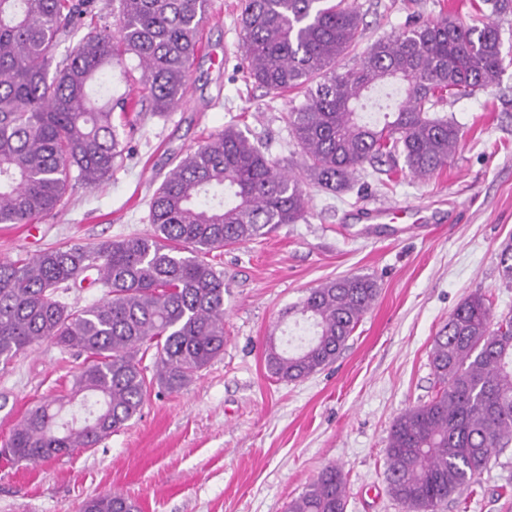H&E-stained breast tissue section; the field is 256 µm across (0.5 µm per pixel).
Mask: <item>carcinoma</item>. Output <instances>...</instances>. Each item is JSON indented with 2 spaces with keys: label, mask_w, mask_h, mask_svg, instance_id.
Returning <instances> with one entry per match:
<instances>
[{
  "label": "carcinoma",
  "mask_w": 512,
  "mask_h": 512,
  "mask_svg": "<svg viewBox=\"0 0 512 512\" xmlns=\"http://www.w3.org/2000/svg\"><path fill=\"white\" fill-rule=\"evenodd\" d=\"M210 0H0V224H31L92 188L130 153L128 99L163 114L182 103ZM241 67L266 92L294 91L287 112L306 177L282 170L234 126L183 156L149 202L151 230L95 246H60L0 261V361L50 342L86 355L69 393L47 398L13 428L10 458L38 462L95 448L141 411L152 391L178 393L224 353V273L201 256L296 224L308 183L337 192L370 167L428 181L462 135L438 108L488 89L503 65L497 25L480 16L414 21L340 62L359 44L347 0H242ZM88 29L80 34L82 29ZM77 40L63 56L61 45ZM512 285V244L496 256ZM100 301L72 309L61 290L85 281ZM379 293L366 274L328 280L293 312L310 335L286 350L270 337L269 374L308 377L336 361ZM152 355L153 366L143 364ZM438 389L393 422L387 490L407 512H438L512 444V316L490 299L463 300L433 337ZM80 512H138L121 493ZM287 512H346V484L331 465Z\"/></svg>",
  "instance_id": "carcinoma-1"
}]
</instances>
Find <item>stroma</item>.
<instances>
[{
	"label": "stroma",
	"mask_w": 512,
	"mask_h": 512,
	"mask_svg": "<svg viewBox=\"0 0 512 512\" xmlns=\"http://www.w3.org/2000/svg\"><path fill=\"white\" fill-rule=\"evenodd\" d=\"M349 2L367 45L414 18H466L471 0ZM240 4L210 0L184 102L161 116L142 113L130 156L96 187L70 190L61 211L37 221L36 234L0 224V261L146 233L161 181L228 125L303 172L284 119L289 96L267 95L238 67ZM494 21L503 68L493 88L445 105L462 134L446 169L427 182L357 176L341 192H313L307 220L210 253L227 287L223 355L179 393L151 396L97 447L37 463L0 456V512H78L86 499L113 491L131 496L140 512H284L328 465L344 477L346 512H406L387 492V440L406 408L435 393L433 336L475 293L490 299L494 316L512 313V287L502 285L495 260L512 242V12ZM404 207L429 232L368 217ZM357 273L377 279L380 293L335 363L303 380L271 377L265 344L297 334L290 307L325 280ZM83 362L45 343L0 363V445L28 409L66 393ZM439 512H512V447Z\"/></svg>",
	"instance_id": "stroma-1"
}]
</instances>
